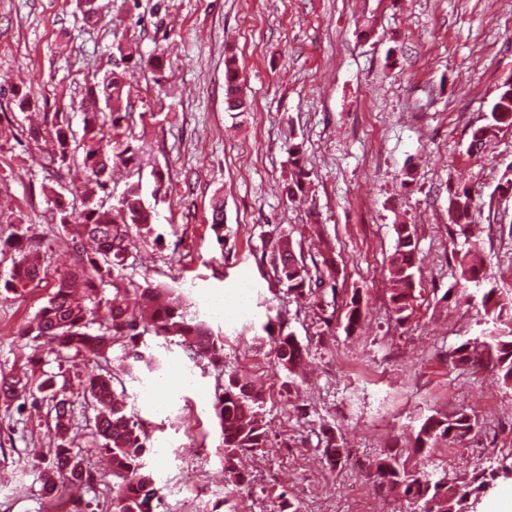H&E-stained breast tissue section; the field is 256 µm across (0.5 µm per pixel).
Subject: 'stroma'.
<instances>
[{"instance_id":"obj_1","label":"stroma","mask_w":512,"mask_h":512,"mask_svg":"<svg viewBox=\"0 0 512 512\" xmlns=\"http://www.w3.org/2000/svg\"><path fill=\"white\" fill-rule=\"evenodd\" d=\"M98 21L79 0H0V239L23 225L47 245L49 272L72 262L70 235L53 220L47 194L81 208L80 160L50 167V145L29 130L66 113L81 133L78 106L107 72L124 73L130 117L116 138L138 149L136 166L114 173L97 197L115 204L132 182L163 188L153 235L132 234L124 284L137 306L144 282L180 289L200 302L249 287L253 313L208 314L224 340V369L262 387L266 448L248 454L243 498L220 475V430L212 409L218 373L181 345L151 335L139 349L160 372L137 366L124 376L128 409L144 422L146 462L165 503L193 480L196 454L210 460L203 498L235 496L237 512H280L287 493L300 512H399L400 491L380 486L372 463L411 441L431 412L475 415L462 442L435 448L427 471L467 481L474 467L488 484L474 512H491L512 488V388L490 368L454 366L458 344L482 338L484 287L512 290V193L499 184L512 165V132L479 156L471 132L484 122L501 85L512 81V14L499 0H98ZM235 53L247 99L241 116L224 102V56ZM164 55L155 71L150 59ZM33 109L19 111L15 89ZM301 143L311 172L295 202L282 191L288 145ZM475 193L476 234L486 264L484 287L460 300L455 255L464 236L448 218V191ZM224 200V240L208 223ZM410 225L419 285L409 320L396 323L388 258L394 227ZM293 240L309 269L336 264V293L319 302L284 295L270 262L271 229ZM50 283L24 296L0 292V369L20 372L38 356V372H62L81 384L82 362H58L18 336L43 306ZM360 294L364 316L343 328L346 298ZM279 307L287 331L309 348L297 379L280 368L262 326ZM76 401L70 442L96 474L86 512H111L112 472L93 444ZM48 406L16 411L0 404V512H45L40 472L54 450ZM344 448L336 464L322 455L327 437ZM369 496L354 503L353 486Z\"/></svg>"}]
</instances>
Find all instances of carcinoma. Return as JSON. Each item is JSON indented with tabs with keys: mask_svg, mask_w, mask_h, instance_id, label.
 Listing matches in <instances>:
<instances>
[{
	"mask_svg": "<svg viewBox=\"0 0 512 512\" xmlns=\"http://www.w3.org/2000/svg\"><path fill=\"white\" fill-rule=\"evenodd\" d=\"M224 91L226 109L243 113L245 96L238 82L236 57L228 54L224 59ZM129 91L121 75L112 71L105 75L101 85H92L80 102L83 114V133L78 143L82 151V165L89 176L94 178L98 189L107 187L112 166H128L136 163V150L130 143L113 142L112 134L104 132L121 127L126 119L124 100ZM505 128H512V86H503L497 95L488 117V123L472 133L468 146L470 152L482 151L488 142L497 137ZM34 135L52 139L57 148L49 157V163L60 166L70 163L71 138L74 133L69 120L55 115L54 121ZM293 170L291 182L284 188L285 199H293L303 189L310 171L302 155V145L293 143L288 148ZM90 191L82 200V211L78 217L69 213L63 195L54 191L50 198L53 215L72 234L75 259L73 264L54 280L53 291L40 308L34 320L19 332L22 339L43 340L56 350L58 356L67 359L98 362L106 358L108 350L119 344L123 347L126 372L134 364L143 361L142 352L137 350L139 339L150 333L165 340L176 337L179 344H194L201 354L194 360H208L215 365L223 364L224 344L221 333L214 331L206 321L192 310L193 304L182 300L173 288L147 285L141 289L140 305L129 308L125 302L127 289L120 286L121 270L128 249L131 232L153 231L155 209L146 200L137 186H130L115 206L93 198ZM476 200L472 190L463 185L448 190V213L459 233L466 234L471 224L472 211ZM218 245L224 239V201L217 197L211 203L210 220ZM13 233L14 261L9 279L3 283L6 291L18 292L31 284L40 285L45 279V267L41 245L28 241L21 225ZM396 245L389 259L391 288L389 301L398 322L409 318L416 299L417 243L408 224L395 227ZM272 261L279 283L286 288V294L295 297L316 296V291L326 282L336 290L333 276L334 263L324 260L328 277H313L302 256L286 234H270ZM480 242L468 243V248L458 258L461 288L478 284L484 279L483 265L479 259ZM112 280V298L106 300L110 324L92 332L96 324L98 288ZM482 304L488 317L490 330L487 340L482 342L487 352L488 364L497 372L503 382L512 386V296L497 292L492 287L482 295ZM363 316V306L350 298L346 304L344 330H355ZM279 330L270 336L278 366L293 374L303 362L306 348L291 332H285L282 317ZM273 319H268L265 330H270ZM452 359L457 366H475L481 362V354L466 341L456 347ZM120 378L106 370L90 372L84 387V401L90 402L93 410L92 437L109 456L112 463V512H157L161 504L159 489L147 469L145 455L146 433L141 429L134 413L127 411L118 387ZM49 400L54 411L55 434L60 440L53 450L50 466L42 471V487L45 493H52L57 478L67 480L70 488L82 489L91 486L95 475L85 466L84 460L65 443L72 421L75 396L71 386L64 382L57 384L49 377L40 383L24 373L5 374L0 371V401L21 409L26 404L39 408ZM264 398L262 389L253 382L230 374L215 392L212 408L222 436V466L224 481L234 485L249 482L246 474L239 469L240 456L264 448L267 445L268 429L262 423ZM477 426V418L461 411L451 417L435 413L423 419L416 432L412 450L406 453L387 452L374 462L380 485L398 489L413 505L412 512H463L470 494L485 484L484 470L473 469L469 482L458 485L456 480L446 476L432 481L421 471L419 458L427 455L439 443L455 441L469 435Z\"/></svg>",
	"mask_w": 512,
	"mask_h": 512,
	"instance_id": "cac0c4a2",
	"label": "carcinoma"
}]
</instances>
